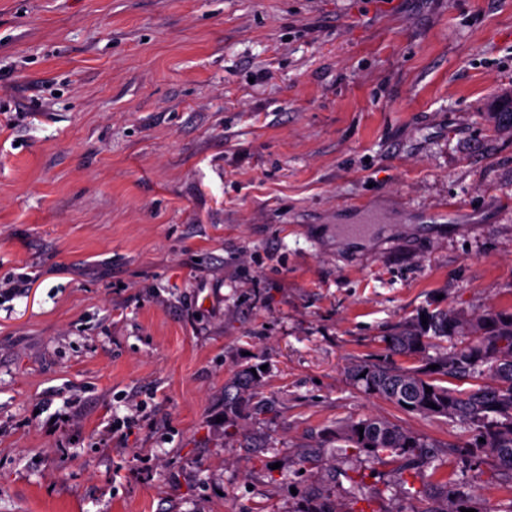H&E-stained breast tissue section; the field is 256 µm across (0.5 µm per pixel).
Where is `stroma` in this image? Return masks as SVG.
I'll list each match as a JSON object with an SVG mask.
<instances>
[{"mask_svg": "<svg viewBox=\"0 0 512 512\" xmlns=\"http://www.w3.org/2000/svg\"><path fill=\"white\" fill-rule=\"evenodd\" d=\"M512 0H0V512H424L387 418L512 486L474 428L355 387L427 312L512 311ZM265 367L263 425L224 382ZM359 427L364 428L363 438H360ZM333 440L342 444L336 446V451L345 456L364 452L379 460L383 456L395 455V460L398 461L399 485L406 494L412 496L420 494L421 490L415 489L414 481L410 482L408 477L419 476L421 465L432 464L435 459L432 448H438L410 430L377 417H366L337 425ZM405 485L409 487L405 488ZM412 489L415 491L412 492ZM300 512H353L346 503L332 499L329 494L313 495L305 500V505Z\"/></svg>", "mask_w": 512, "mask_h": 512, "instance_id": "35a3bbf8", "label": "stroma"}]
</instances>
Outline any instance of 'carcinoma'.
<instances>
[{"mask_svg": "<svg viewBox=\"0 0 512 512\" xmlns=\"http://www.w3.org/2000/svg\"><path fill=\"white\" fill-rule=\"evenodd\" d=\"M394 330L385 350L390 355L420 357L421 367L392 362L354 361L346 372L354 384L369 395L382 397L402 409L422 416H442L478 430L484 439L479 447L495 458L512 480V312L488 310L467 315L442 309ZM434 354H429V351ZM262 372L239 369L224 384V423L261 421L268 410L261 396ZM468 378L477 387L460 392L442 385L443 378ZM432 392H426V388ZM436 404V408L429 404ZM364 431H359V428ZM333 439L342 455L366 453L377 460L393 456L398 461L399 485L405 493L418 495L412 479L423 464L435 459L423 438L400 425L377 417H366L336 426ZM435 505L428 512H460L471 509L472 494L465 477H443L437 481ZM300 512H350L347 505L328 494L305 500Z\"/></svg>", "mask_w": 512, "mask_h": 512, "instance_id": "carcinoma-1", "label": "carcinoma"}]
</instances>
